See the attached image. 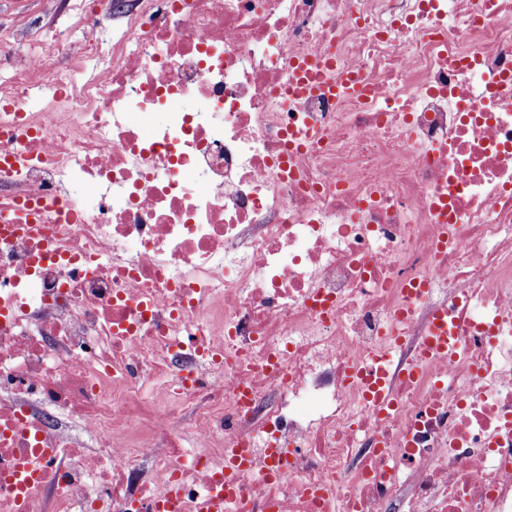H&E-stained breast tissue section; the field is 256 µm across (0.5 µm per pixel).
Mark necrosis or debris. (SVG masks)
<instances>
[{
	"instance_id": "necrosis-or-debris-1",
	"label": "necrosis or debris",
	"mask_w": 512,
	"mask_h": 512,
	"mask_svg": "<svg viewBox=\"0 0 512 512\" xmlns=\"http://www.w3.org/2000/svg\"><path fill=\"white\" fill-rule=\"evenodd\" d=\"M137 3L0 86V512H512V0ZM429 333L423 342V353L425 355H447L450 342L444 324L439 320L434 321Z\"/></svg>"
}]
</instances>
